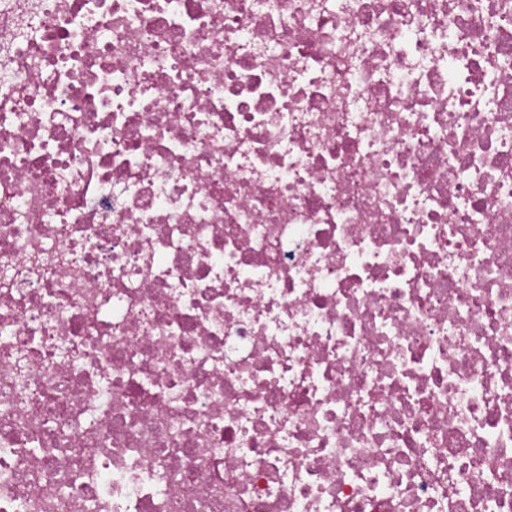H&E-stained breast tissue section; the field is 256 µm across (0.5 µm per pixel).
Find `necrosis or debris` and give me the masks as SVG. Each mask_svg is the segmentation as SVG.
Segmentation results:
<instances>
[{"label": "necrosis or debris", "instance_id": "4bbe7bcc", "mask_svg": "<svg viewBox=\"0 0 512 512\" xmlns=\"http://www.w3.org/2000/svg\"><path fill=\"white\" fill-rule=\"evenodd\" d=\"M0 512H512V0H0Z\"/></svg>", "mask_w": 512, "mask_h": 512}]
</instances>
